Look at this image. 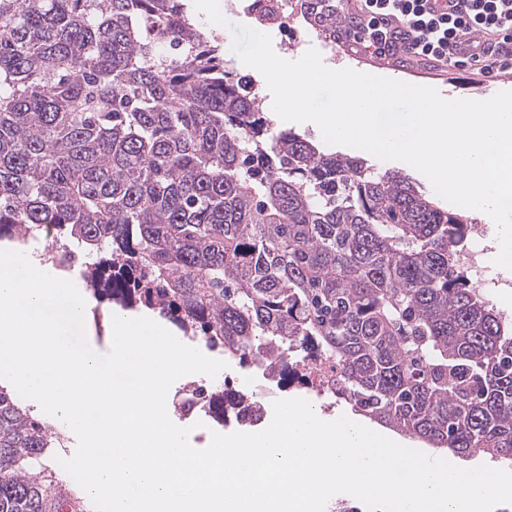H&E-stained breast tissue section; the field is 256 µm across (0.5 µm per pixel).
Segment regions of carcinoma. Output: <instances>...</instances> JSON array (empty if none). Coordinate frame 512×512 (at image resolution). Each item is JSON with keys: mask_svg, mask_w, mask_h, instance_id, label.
I'll list each match as a JSON object with an SVG mask.
<instances>
[{"mask_svg": "<svg viewBox=\"0 0 512 512\" xmlns=\"http://www.w3.org/2000/svg\"><path fill=\"white\" fill-rule=\"evenodd\" d=\"M269 131L181 0H0V239L54 226L101 300L242 364L314 339L352 411L512 464V327L456 268L469 218ZM55 430L0 385V512L91 502Z\"/></svg>", "mask_w": 512, "mask_h": 512, "instance_id": "carcinoma-1", "label": "carcinoma"}]
</instances>
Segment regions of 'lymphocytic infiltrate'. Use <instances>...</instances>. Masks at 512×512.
Instances as JSON below:
<instances>
[{
    "instance_id": "lymphocytic-infiltrate-1",
    "label": "lymphocytic infiltrate",
    "mask_w": 512,
    "mask_h": 512,
    "mask_svg": "<svg viewBox=\"0 0 512 512\" xmlns=\"http://www.w3.org/2000/svg\"><path fill=\"white\" fill-rule=\"evenodd\" d=\"M356 5L346 37L380 59L406 56L492 75L512 68V0H303L306 17Z\"/></svg>"
}]
</instances>
